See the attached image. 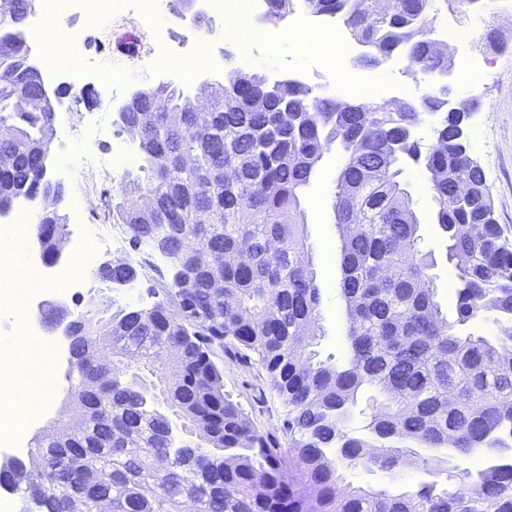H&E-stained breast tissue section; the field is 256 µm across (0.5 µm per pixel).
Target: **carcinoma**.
Wrapping results in <instances>:
<instances>
[{"label": "carcinoma", "instance_id": "obj_1", "mask_svg": "<svg viewBox=\"0 0 512 512\" xmlns=\"http://www.w3.org/2000/svg\"><path fill=\"white\" fill-rule=\"evenodd\" d=\"M0 16V152L17 158L0 171V214L24 199L53 210L36 225L50 245L68 224L55 211L62 190L41 159L46 113L18 111L19 86L41 98L37 66L23 37L35 0ZM295 0H269L267 19L280 24ZM317 16L337 14L364 47L356 59L378 63L402 51L430 79L423 100L399 107L323 97L292 79L270 84L233 69L210 92L211 120L197 129L167 127L162 112L190 113L196 103L176 89L150 93L157 123L138 140L145 178L126 183L112 205V223L126 227L174 269L166 298L149 309L111 302L80 311L112 329V367L91 358L71 364L69 380L80 422L44 435L33 456L58 485L48 498L24 466L0 468V482L20 491L22 512H69L67 493H84L83 512L112 501V512H512V335L464 332L471 322L512 323V241L497 224L484 171L460 133L470 105L449 112L450 60L436 40L439 3L465 15L484 0H302ZM263 107H254V100ZM438 143L422 149L416 129L430 117ZM337 144L343 167L336 182L342 234L340 292L349 327L342 360L317 359L321 293L301 220V189L325 146ZM192 157V167L179 160ZM409 159L428 173L435 221L448 241L456 318L444 316L432 264L418 248L419 221L398 177ZM236 177L224 180V170ZM472 187L454 194L457 182ZM168 201L146 213L139 198ZM208 257L197 270L183 243ZM244 253L237 264L227 255ZM135 277L112 267V285ZM212 281L223 288L212 290ZM258 356L270 387L287 409L288 447L260 431L224 392V370L212 345ZM364 425L349 428L355 415ZM137 441L130 454L126 443ZM446 450L480 468L461 467L451 484L421 482L401 492L347 482L362 468L395 473L429 467L421 450Z\"/></svg>", "mask_w": 512, "mask_h": 512}]
</instances>
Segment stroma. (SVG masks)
<instances>
[{"label":"stroma","mask_w":512,"mask_h":512,"mask_svg":"<svg viewBox=\"0 0 512 512\" xmlns=\"http://www.w3.org/2000/svg\"><path fill=\"white\" fill-rule=\"evenodd\" d=\"M512 12V0H486L480 12H470L462 21L477 26L480 33L497 30L507 44L500 50L480 43L478 56L488 58L487 67H476L469 73L454 70V100L468 102L478 99L480 105L473 114L469 139L472 156L482 167L491 190L495 217L505 233L512 238V23H496L499 14ZM165 21L147 31L137 16L111 24L109 34H101L79 14L64 17L58 39L76 35L73 48L67 49L59 65L62 74L55 87L80 85L84 98L65 94L57 97L52 151L49 157V177L62 182L65 198L61 212L70 217L72 204L84 184L73 165L87 155H109L123 149L121 161L114 166L110 180L96 193L95 214L108 218L122 186L128 177L139 173L137 144L116 123L115 104L122 97L111 85L101 83L96 71L141 59L142 67L128 77L129 85L159 82L171 83L184 94L195 96L202 82L220 83L227 69L236 68L250 75L274 82L289 78L302 80L316 92L326 84L347 87L365 81L373 85L374 102L416 101L425 92L422 75L409 71V62L390 60L377 65L355 64L353 57H326L310 50L308 30L271 27L270 38L253 45L249 56H242L240 47L224 34V18L207 11L203 21H196L187 11L183 0H164ZM343 164L342 152L330 146L318 163L309 184L301 193V208L305 213L308 244L313 268L322 296V317L318 350L321 357L341 359L344 336L348 328L345 302L339 289L341 251L333 209L336 179ZM400 180L410 192L413 209L421 222L423 250L435 258L433 274L438 284V299L447 316L455 314V298L448 283L452 277V261L447 258V242L434 222L435 202L427 190L426 170L412 162H404ZM154 268L137 267L135 278L119 288H106L95 279H87L80 293L66 299L68 308L98 303L110 297L118 308H148L161 300L168 280L166 259L155 257ZM215 361L224 370V390L238 404L244 415L259 430L277 436L280 444L288 438L281 431L283 407L271 391L264 370L256 360L241 361L218 351ZM427 477L422 469L410 467L390 476L380 471L356 469L348 478L356 484L376 490L397 491Z\"/></svg>","instance_id":"obj_1"}]
</instances>
